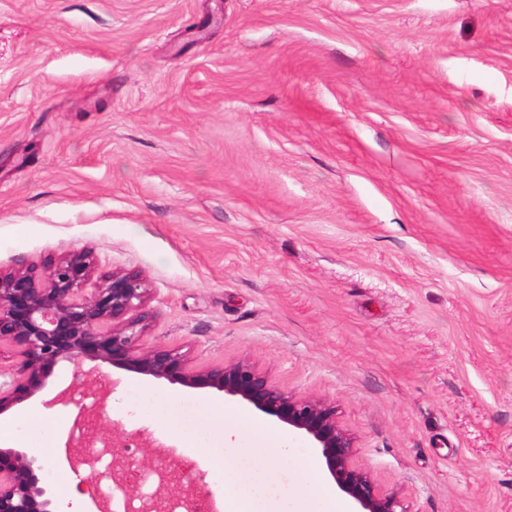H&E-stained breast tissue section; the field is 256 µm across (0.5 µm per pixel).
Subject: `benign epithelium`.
Instances as JSON below:
<instances>
[{
    "label": "benign epithelium",
    "instance_id": "obj_1",
    "mask_svg": "<svg viewBox=\"0 0 512 512\" xmlns=\"http://www.w3.org/2000/svg\"><path fill=\"white\" fill-rule=\"evenodd\" d=\"M140 274L123 270L97 273L90 252L73 250L58 259L0 271V414L40 395L56 365L63 361L93 366L83 373L82 390L97 406L94 435L110 443L114 455L108 478L129 496L130 482L120 427L101 422L111 386L103 370L120 367L155 381L187 388H209L281 423L288 434L309 441L323 460L352 512H409L403 497L382 488L356 459L355 441L342 425L336 406L318 394H299L276 384L248 355L200 364L187 351L145 339L154 310ZM86 443L68 438L65 451L72 469L84 470ZM173 477L158 497H184L188 504L211 496L198 480L184 485L174 478L180 464L167 460ZM43 465L20 448H0V512H55L40 484Z\"/></svg>",
    "mask_w": 512,
    "mask_h": 512
}]
</instances>
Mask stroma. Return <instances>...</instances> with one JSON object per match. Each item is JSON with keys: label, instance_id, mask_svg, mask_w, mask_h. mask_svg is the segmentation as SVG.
<instances>
[{"label": "stroma", "instance_id": "35a3bbf8", "mask_svg": "<svg viewBox=\"0 0 512 512\" xmlns=\"http://www.w3.org/2000/svg\"><path fill=\"white\" fill-rule=\"evenodd\" d=\"M138 272L151 343L335 402L410 512H512V0H0V269ZM103 411L208 389L107 368ZM43 480L79 493L70 406Z\"/></svg>", "mask_w": 512, "mask_h": 512}]
</instances>
